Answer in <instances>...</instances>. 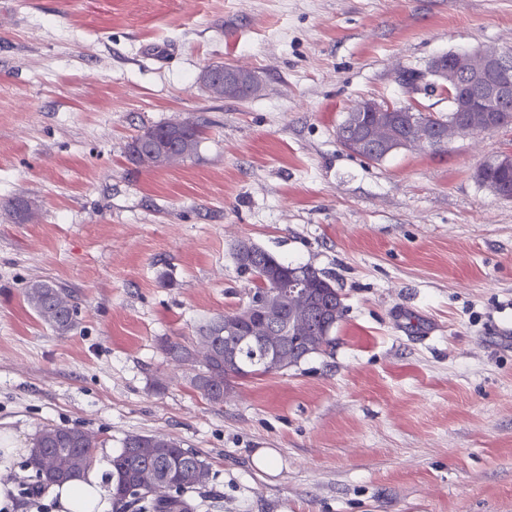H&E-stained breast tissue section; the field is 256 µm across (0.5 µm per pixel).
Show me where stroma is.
I'll return each instance as SVG.
<instances>
[{"instance_id":"obj_1","label":"stroma","mask_w":512,"mask_h":512,"mask_svg":"<svg viewBox=\"0 0 512 512\" xmlns=\"http://www.w3.org/2000/svg\"><path fill=\"white\" fill-rule=\"evenodd\" d=\"M512 47V0H0V462L8 512H49L28 449L44 425L160 433L211 469L213 512H512V200L476 179L512 125L373 162L336 129L362 99L444 115L400 72ZM258 96L198 84L212 64ZM188 120L197 151L134 164L140 131ZM333 277L334 344L238 381L223 405L165 358L245 304L234 244ZM72 291L59 336L24 299ZM276 452L262 473L252 456ZM199 83L208 91L224 90V98L248 99L261 89V78L242 66L222 65L205 69Z\"/></svg>"}]
</instances>
